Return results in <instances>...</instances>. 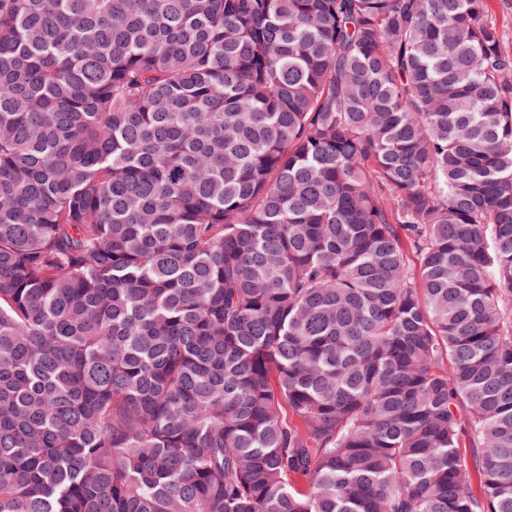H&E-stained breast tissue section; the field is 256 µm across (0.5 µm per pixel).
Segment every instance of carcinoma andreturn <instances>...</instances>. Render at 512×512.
I'll list each match as a JSON object with an SVG mask.
<instances>
[{"label":"carcinoma","instance_id":"1","mask_svg":"<svg viewBox=\"0 0 512 512\" xmlns=\"http://www.w3.org/2000/svg\"><path fill=\"white\" fill-rule=\"evenodd\" d=\"M487 3L0 0V512H512Z\"/></svg>","mask_w":512,"mask_h":512}]
</instances>
